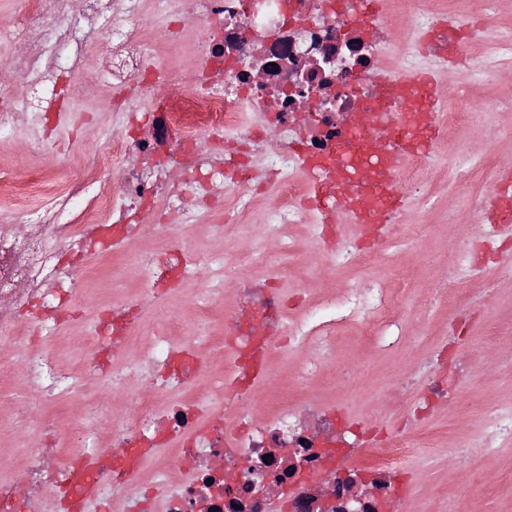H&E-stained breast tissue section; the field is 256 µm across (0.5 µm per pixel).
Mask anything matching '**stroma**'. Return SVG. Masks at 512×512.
I'll return each instance as SVG.
<instances>
[{
  "label": "stroma",
  "instance_id": "1",
  "mask_svg": "<svg viewBox=\"0 0 512 512\" xmlns=\"http://www.w3.org/2000/svg\"><path fill=\"white\" fill-rule=\"evenodd\" d=\"M143 13L150 33L154 58L181 70L183 77L192 80L198 75L199 63L194 53V40L201 26L199 20L187 21L180 40H168L165 35L168 18L157 0H143ZM75 104H64L70 120L59 126L52 148L43 154L30 153L23 135L0 142V168L22 166L30 169L32 184L28 193H37L39 186L58 184V164L62 161L82 165L89 154L95 153L106 134L112 129L111 87L100 86L88 92L81 79H71ZM473 107L479 124L471 132L472 148L483 155L498 159V166L484 171L475 189L486 199L498 196L499 184L505 168H512V111L488 107L491 98L512 101V78L502 77L497 87L473 85ZM454 130H442L432 145L434 164L446 173L428 196L406 201L408 223L423 225L418 240L401 248L390 263L369 269H331L324 273L315 293L342 292L349 285L360 287L378 284L386 288L406 282L400 299L407 304L426 301V309L404 322L398 350L383 353L366 346L357 328L349 326L336 339V363L325 368L311 385V393L329 405L345 409L351 416L372 422L377 428L394 430L401 415L394 401L399 395L396 377L426 366L431 373L439 368L433 360L438 346L450 345L458 363L469 367L465 395L479 397L490 408L512 407V274L504 273V266H512V234L503 235L496 251L487 253L486 260L497 268L486 282L488 293L478 300L473 312H462L448 286V271L459 243H473L476 235L472 225L482 223V216L468 211L453 178L456 156L451 149ZM266 213L257 209L252 222L228 231L226 237L212 235L202 226L186 230L193 248L200 251H220L230 262H236L244 251L255 255L252 263L240 266L239 277L249 282H266L272 267L288 268L290 273H302L317 267L322 259L323 243L306 230H296L295 252H274L264 240ZM161 239L151 214L142 217L141 230L127 257L119 259L108 255L96 257L85 276L90 290V302L105 306L134 292L137 285L139 262L142 256L159 247ZM207 283H194L175 289L172 306L179 315L185 336L198 340L200 334L223 333V319L200 323L195 308ZM302 358L301 352L280 350L271 360L268 376L259 388L260 403L254 409L256 416H264L268 405L291 396L293 374ZM231 354H210L209 361L199 376L197 396L206 402L223 400L224 419L233 421L236 407L226 401L220 378L231 375ZM482 416L479 411L456 412L438 408L418 430L427 445L415 449L406 458L408 473V512H455L461 488L478 485L482 493L475 498L471 512H512V482L504 475L512 471V441L499 443L491 464L480 465V448H470L473 464L460 462L451 450L455 440L473 441L482 434Z\"/></svg>",
  "mask_w": 512,
  "mask_h": 512
}]
</instances>
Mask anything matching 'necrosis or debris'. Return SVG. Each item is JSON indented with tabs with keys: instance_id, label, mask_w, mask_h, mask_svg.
I'll list each match as a JSON object with an SVG mask.
<instances>
[{
	"instance_id": "1",
	"label": "necrosis or debris",
	"mask_w": 512,
	"mask_h": 512,
	"mask_svg": "<svg viewBox=\"0 0 512 512\" xmlns=\"http://www.w3.org/2000/svg\"><path fill=\"white\" fill-rule=\"evenodd\" d=\"M142 0H81L78 17L62 14L58 0H15V22L7 35L22 50L9 61L19 88H0V138L25 126L33 152L47 151L62 71L83 72L88 86L135 88L112 120L107 148L83 170L64 169L59 190L35 207L21 196L24 170H0V402L14 411L12 431L40 420L43 438L26 448L10 479L0 480V512H24L39 500L40 512H102L119 498L122 512H345V500L321 506L320 481L338 488L365 479L379 486V499L364 512H386L406 499L403 460L416 436L402 430L384 439L367 437L346 414L317 403L307 388L334 363L341 323L357 325L374 347L395 349L393 332L405 309L386 289L348 288L310 301L306 314L289 322L275 289L243 283L239 310L224 334L209 337L217 352L234 356L229 396L239 408L233 426L221 425L224 405L201 403L192 381L205 358L184 341L171 317L145 321L146 305L162 306L172 286L207 273L200 316L227 312L224 286L245 254L230 265L223 252L199 255L183 228L223 216L217 235L249 223L257 202L272 199L265 238L276 249L293 250L287 228L332 224L350 184L349 165L367 146L394 142L402 102L391 88L419 70V41L432 37L431 54L461 48L477 65L481 81L497 83L512 69V37L478 54L477 38L461 39L459 27L492 25L500 0H468L465 10L445 0H389L384 10H360V0H167L169 11L204 23L197 54L200 88L188 89L181 75L151 60ZM403 17L411 35L396 61H388L393 23ZM97 52L99 66L84 72L83 60ZM265 66L256 78L252 63ZM457 107L439 113L440 124L458 132L455 180L467 187L481 165L470 152V88L452 86ZM326 164L328 192L307 202L314 165ZM430 156L408 152L393 171L371 175L375 191L388 183L411 196L424 195L444 178ZM171 218L159 250L144 265L136 297L120 302L123 318L97 316L81 336L79 370L61 367L54 345L69 312L88 304L84 272L90 256L107 246L123 253L143 209ZM28 225V233L17 230ZM484 274L467 250L455 256L449 280L460 304L475 303ZM280 335H271L272 326ZM136 346L133 359L118 353ZM304 351L294 374L298 398L252 421L258 397L256 373L266 371L281 347ZM98 375L124 392L127 417L103 415L90 423L68 421L73 402L94 405L83 378ZM165 379L164 388L142 395L127 380ZM223 467H213V459ZM255 461L243 469V460ZM150 476H142L145 461Z\"/></svg>"
}]
</instances>
